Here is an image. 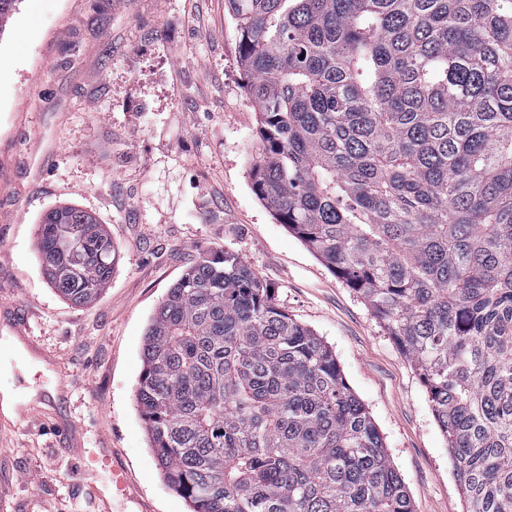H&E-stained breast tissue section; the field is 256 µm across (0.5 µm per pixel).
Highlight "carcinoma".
Here are the masks:
<instances>
[{"label": "carcinoma", "instance_id": "1", "mask_svg": "<svg viewBox=\"0 0 512 512\" xmlns=\"http://www.w3.org/2000/svg\"><path fill=\"white\" fill-rule=\"evenodd\" d=\"M260 201L420 374L466 512H512V0H227ZM52 287L109 286L103 225L38 229ZM136 405L191 512H413L336 355L240 257L202 254L145 334Z\"/></svg>", "mask_w": 512, "mask_h": 512}]
</instances>
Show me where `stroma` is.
Masks as SVG:
<instances>
[{"label": "stroma", "instance_id": "35a3bbf8", "mask_svg": "<svg viewBox=\"0 0 512 512\" xmlns=\"http://www.w3.org/2000/svg\"><path fill=\"white\" fill-rule=\"evenodd\" d=\"M257 113L224 0H18L0 25V485L12 512H190L135 391L159 302L200 254L231 252L328 343L414 512H465L426 388L368 303L253 191ZM93 214L117 252L89 306L47 283L52 208ZM74 425L81 447L60 428ZM116 449L129 497L113 495Z\"/></svg>", "mask_w": 512, "mask_h": 512}]
</instances>
